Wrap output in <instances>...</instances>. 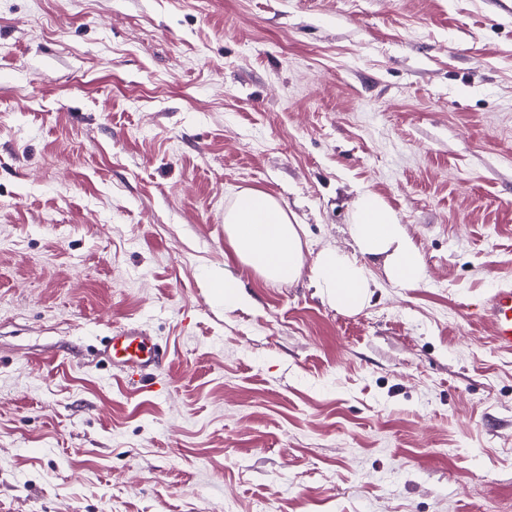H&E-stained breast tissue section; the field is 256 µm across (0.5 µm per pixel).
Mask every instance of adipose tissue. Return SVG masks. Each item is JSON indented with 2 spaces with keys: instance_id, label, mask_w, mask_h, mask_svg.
I'll use <instances>...</instances> for the list:
<instances>
[{
  "instance_id": "ef3b65f1",
  "label": "adipose tissue",
  "mask_w": 512,
  "mask_h": 512,
  "mask_svg": "<svg viewBox=\"0 0 512 512\" xmlns=\"http://www.w3.org/2000/svg\"><path fill=\"white\" fill-rule=\"evenodd\" d=\"M227 241L241 261L265 281L293 283L308 276L336 310L355 312L370 300L368 263L379 259L391 281L411 287L425 279L421 254L397 215L376 193L363 192L351 216L354 254L324 248L306 264L302 225L269 193L244 189L224 214Z\"/></svg>"
}]
</instances>
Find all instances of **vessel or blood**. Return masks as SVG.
<instances>
[{"instance_id": "1", "label": "vessel or blood", "mask_w": 512, "mask_h": 512, "mask_svg": "<svg viewBox=\"0 0 512 512\" xmlns=\"http://www.w3.org/2000/svg\"><path fill=\"white\" fill-rule=\"evenodd\" d=\"M480 317L494 329V346L512 352V286L495 289L486 300ZM104 354L113 365L141 376L163 368L167 361L166 352L152 337L132 327L110 336Z\"/></svg>"}]
</instances>
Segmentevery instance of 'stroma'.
I'll use <instances>...</instances> for the list:
<instances>
[{"mask_svg": "<svg viewBox=\"0 0 512 512\" xmlns=\"http://www.w3.org/2000/svg\"><path fill=\"white\" fill-rule=\"evenodd\" d=\"M249 187L309 263L377 193L426 279L264 282ZM504 283L512 0H0V512H512ZM128 326L158 391L100 356ZM227 241L241 261L265 281L293 283L304 273L302 224L269 193L243 189L224 214ZM213 291L216 296L224 298V303L242 304L247 301V298L241 291L240 281L233 276L214 279ZM479 317L494 329V346L512 352V286L496 288L486 300Z\"/></svg>", "mask_w": 512, "mask_h": 512, "instance_id": "obj_1", "label": "stroma"}]
</instances>
